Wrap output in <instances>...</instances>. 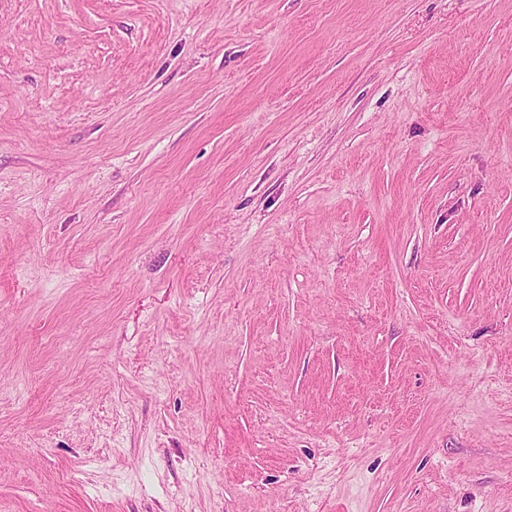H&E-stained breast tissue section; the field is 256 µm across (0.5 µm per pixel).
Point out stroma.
<instances>
[{
  "label": "stroma",
  "mask_w": 512,
  "mask_h": 512,
  "mask_svg": "<svg viewBox=\"0 0 512 512\" xmlns=\"http://www.w3.org/2000/svg\"><path fill=\"white\" fill-rule=\"evenodd\" d=\"M0 512H512V0H0Z\"/></svg>",
  "instance_id": "obj_1"
}]
</instances>
